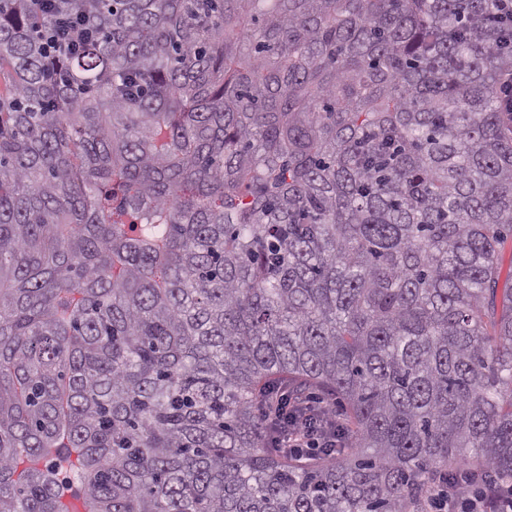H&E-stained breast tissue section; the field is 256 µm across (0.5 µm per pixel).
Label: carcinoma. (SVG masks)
Segmentation results:
<instances>
[{"mask_svg":"<svg viewBox=\"0 0 512 512\" xmlns=\"http://www.w3.org/2000/svg\"><path fill=\"white\" fill-rule=\"evenodd\" d=\"M0 0V512H429L512 477L498 0ZM95 32L55 52V11ZM317 387L343 458L270 447Z\"/></svg>","mask_w":512,"mask_h":512,"instance_id":"cac0c4a2","label":"carcinoma"}]
</instances>
